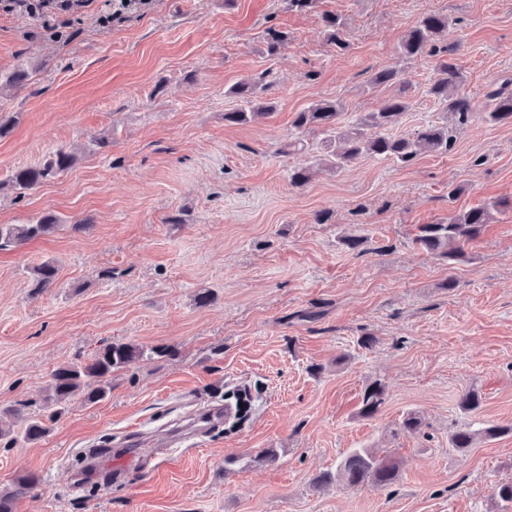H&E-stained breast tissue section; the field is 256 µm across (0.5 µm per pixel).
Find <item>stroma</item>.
Instances as JSON below:
<instances>
[{"label": "stroma", "mask_w": 512, "mask_h": 512, "mask_svg": "<svg viewBox=\"0 0 512 512\" xmlns=\"http://www.w3.org/2000/svg\"><path fill=\"white\" fill-rule=\"evenodd\" d=\"M105 9L93 0L47 21L0 10V74L31 72L26 88L0 95V113L20 115L0 138V180L60 146L78 156L23 197L0 193V224L48 211L64 221L0 251V406L39 398L56 368L103 344L143 350L113 373L106 399L72 400L41 441L0 446V489L39 478L15 512H500L493 490L512 481V434L457 452L448 433L512 423V209L495 213L463 264L412 239L419 225L512 201V125L477 113L449 153L406 167L364 157L302 188L289 174L309 155L280 147L321 143L293 126L315 101H338L345 128L378 111L395 88L369 78L385 67L410 81L393 135L445 123L428 94L436 58L399 54L429 12L455 20L460 90L483 103L490 82L512 77V0H316L304 11L288 0H152L107 29L96 21ZM327 14L345 21L347 49L327 45ZM271 26L288 35L273 57ZM264 72L273 115L225 124L238 106L225 88ZM99 135L112 146L91 153ZM321 210L329 222L316 223ZM178 211L185 223H168ZM347 236L365 243L347 249ZM47 259L57 279L33 293L31 271ZM376 381L386 400L366 418L362 395ZM241 387L253 396L242 427L173 441L172 427ZM469 388L482 404L465 413ZM411 412L421 432L402 428ZM134 435L148 444L146 467L73 483L86 448ZM354 448L399 460L398 481L352 487L334 476L316 488ZM268 449L275 461L262 460Z\"/></svg>", "instance_id": "stroma-1"}]
</instances>
